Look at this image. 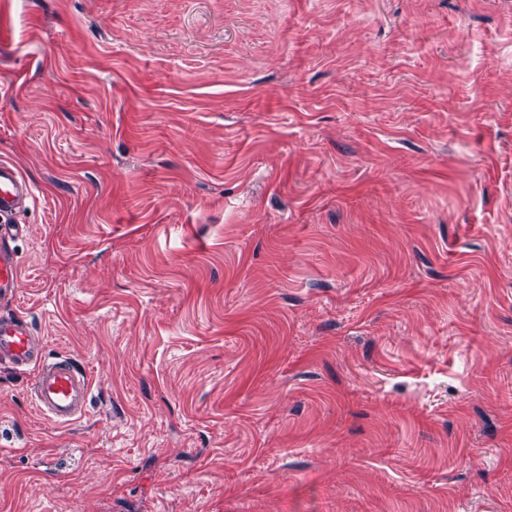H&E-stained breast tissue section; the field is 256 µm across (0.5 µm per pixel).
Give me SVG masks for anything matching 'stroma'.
Segmentation results:
<instances>
[{
	"label": "stroma",
	"instance_id": "35a3bbf8",
	"mask_svg": "<svg viewBox=\"0 0 512 512\" xmlns=\"http://www.w3.org/2000/svg\"><path fill=\"white\" fill-rule=\"evenodd\" d=\"M0 512H512V0H0ZM34 199L31 185L19 169L0 162V218H10L27 208ZM24 233L22 224H0V304L4 306L14 300L20 276L19 260L10 242ZM0 364L31 377L35 408L51 423L70 425L86 414L89 379L66 357H48L44 338L26 319L0 314Z\"/></svg>",
	"mask_w": 512,
	"mask_h": 512
}]
</instances>
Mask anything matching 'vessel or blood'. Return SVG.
Returning <instances> with one entry per match:
<instances>
[{
    "mask_svg": "<svg viewBox=\"0 0 512 512\" xmlns=\"http://www.w3.org/2000/svg\"><path fill=\"white\" fill-rule=\"evenodd\" d=\"M34 199L31 185L19 169L0 162V304L11 303L17 292L20 264L13 240L25 232L12 216ZM0 364L30 376V392L36 410L56 425H69L84 417L90 381L64 357L46 354L44 338L37 336L26 319L0 314Z\"/></svg>",
    "mask_w": 512,
    "mask_h": 512,
    "instance_id": "obj_1",
    "label": "vessel or blood"
}]
</instances>
